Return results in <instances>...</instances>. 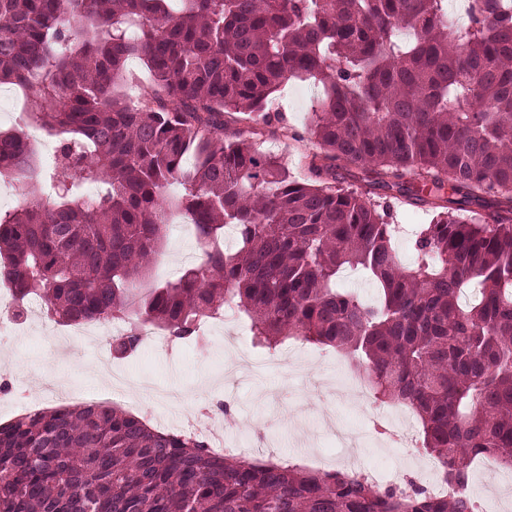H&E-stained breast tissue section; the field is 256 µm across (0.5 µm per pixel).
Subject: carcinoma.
<instances>
[{"instance_id": "1", "label": "carcinoma", "mask_w": 512, "mask_h": 512, "mask_svg": "<svg viewBox=\"0 0 512 512\" xmlns=\"http://www.w3.org/2000/svg\"><path fill=\"white\" fill-rule=\"evenodd\" d=\"M447 15L448 0H0V84L28 91L26 124L60 147L43 168L25 132L0 133V177L28 187L0 211L15 316L35 295L62 326L123 320L122 359L144 325L196 342L231 308L268 353L295 340L344 354L375 400L413 412L447 482L477 457L512 467V0H470L461 33ZM132 58L151 81L133 106L118 91ZM292 79L321 88L300 181L254 143ZM237 115L252 126L230 129ZM355 170L367 190L347 185ZM377 190L434 214L407 265ZM166 213L193 221L203 253L143 292ZM347 268L375 280L376 303L337 287ZM450 499L472 512L348 469L218 456L116 404L0 425V512H448Z\"/></svg>"}]
</instances>
